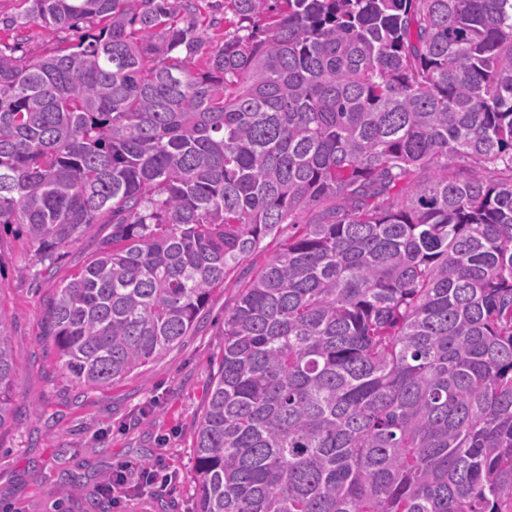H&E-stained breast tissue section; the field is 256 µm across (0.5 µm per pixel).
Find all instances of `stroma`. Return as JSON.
Returning a JSON list of instances; mask_svg holds the SVG:
<instances>
[{
	"instance_id": "1",
	"label": "stroma",
	"mask_w": 512,
	"mask_h": 512,
	"mask_svg": "<svg viewBox=\"0 0 512 512\" xmlns=\"http://www.w3.org/2000/svg\"><path fill=\"white\" fill-rule=\"evenodd\" d=\"M25 0H0V42L36 58L72 44L76 31L32 22L16 30L7 18L24 13ZM111 231L96 224L63 249L50 275L30 264L28 243L0 241V308L12 322L11 344L19 371L17 422L0 431V512H84L118 465L139 467L165 459L175 480L166 489L121 500L112 512H195V429L206 387L224 349V307L270 256L263 249L243 262L223 288L215 290L195 331L155 361L147 374L130 375L107 386L87 388L63 370L51 337L43 335L44 307L60 283L87 260ZM83 474L80 498L65 502L60 485L69 472Z\"/></svg>"
}]
</instances>
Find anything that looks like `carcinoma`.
I'll return each instance as SVG.
<instances>
[{
	"label": "carcinoma",
	"mask_w": 512,
	"mask_h": 512,
	"mask_svg": "<svg viewBox=\"0 0 512 512\" xmlns=\"http://www.w3.org/2000/svg\"><path fill=\"white\" fill-rule=\"evenodd\" d=\"M0 43V228L47 272L112 232L42 333L87 387L224 309L197 512H512V0H26ZM19 384L0 313V430ZM84 484L73 472L62 497ZM24 0H0V41L18 47L17 56L36 58L60 50L77 40L79 32L59 31L31 22L21 31L7 26L5 18L17 17L27 6ZM199 12L203 20L202 33L209 43H217L224 37V33L233 32L236 29V21L229 12L224 20V0H199ZM216 4H223L218 8Z\"/></svg>",
	"instance_id": "1"
}]
</instances>
